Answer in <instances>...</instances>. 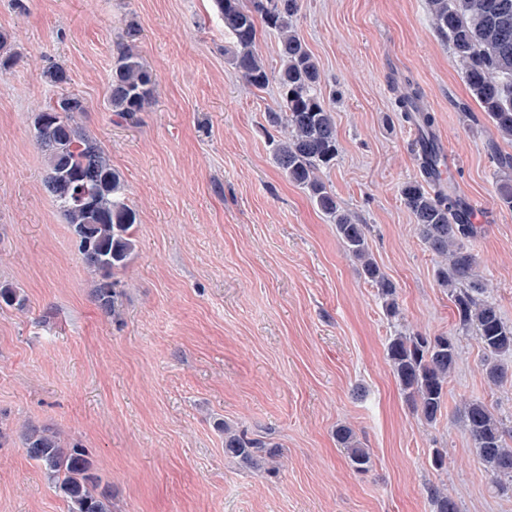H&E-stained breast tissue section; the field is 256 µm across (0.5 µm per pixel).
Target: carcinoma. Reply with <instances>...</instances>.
I'll list each match as a JSON object with an SVG mask.
<instances>
[{"instance_id": "cac0c4a2", "label": "carcinoma", "mask_w": 512, "mask_h": 512, "mask_svg": "<svg viewBox=\"0 0 512 512\" xmlns=\"http://www.w3.org/2000/svg\"><path fill=\"white\" fill-rule=\"evenodd\" d=\"M233 40L230 61L245 84L262 91L275 77L278 110L267 113L268 123L284 131L273 142V159L289 181L305 188L313 205L336 226L346 253L358 264L361 277L375 289L388 317L400 319L397 287L369 252L367 225L359 224L338 203L322 175L339 152L333 112L321 93L319 64L296 33L299 0H213ZM437 33L448 40L461 66L465 83L498 134L512 140V0H429ZM277 34L276 69L267 66L256 48L258 27ZM156 75L125 46L112 62L108 103L120 118L134 120L152 102ZM395 106L416 135L418 179L406 182L401 195L426 248L444 259L435 277L448 290L458 327L472 331L484 353L483 370L497 385L507 374L504 361L512 358V324L502 317L484 279L479 258L469 243L482 227L460 219L466 204L453 185L441 187L444 154L436 135L434 116L421 104L417 91L395 98ZM87 111L75 94L58 97L32 117L35 144L44 160L45 189L52 195L88 270L95 275L94 299L101 312L118 320L122 314L117 275L123 271L136 243L133 228L139 214L126 201L122 175L112 168L100 141L76 122ZM497 200L512 210V179H500ZM22 310L26 297L10 284L0 285V307ZM386 355L401 395L412 412L432 424L442 415L448 396V377L459 359L453 336L420 332L390 337ZM465 429L476 455L495 486L512 488V427L484 401L464 404ZM29 457L55 483L68 512H112V495L101 486L85 450L75 442L61 444L57 432L28 426L23 434ZM336 442L357 472L372 467L368 449L352 428H336ZM224 455L251 467L272 464L279 446L250 438L224 424ZM429 498L432 512H459L456 502L439 489Z\"/></svg>"}]
</instances>
